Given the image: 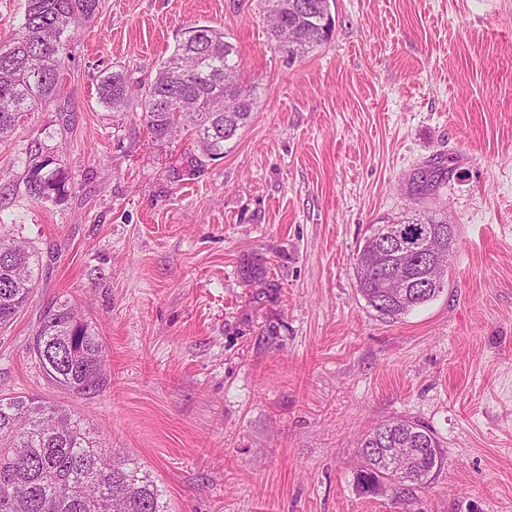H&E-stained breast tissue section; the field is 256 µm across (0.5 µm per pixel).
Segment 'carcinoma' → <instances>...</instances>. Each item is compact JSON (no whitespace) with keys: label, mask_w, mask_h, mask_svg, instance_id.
Listing matches in <instances>:
<instances>
[{"label":"carcinoma","mask_w":512,"mask_h":512,"mask_svg":"<svg viewBox=\"0 0 512 512\" xmlns=\"http://www.w3.org/2000/svg\"><path fill=\"white\" fill-rule=\"evenodd\" d=\"M99 0H27L19 30L0 47V140L21 120L52 99L64 54L77 38L79 25L91 18ZM270 33L279 50L294 61L329 39L325 0H294L282 10L278 0H263ZM238 48L224 33L207 25L188 28L172 53L144 87L111 71L99 77L98 100L122 112L131 101L139 106L157 142L180 133L197 148L187 152L182 167L171 169L175 182L194 176L207 162L224 157V142L251 117L256 88L245 99H224V81H238ZM37 148L27 152L26 191L36 200L61 198L68 178L49 168ZM424 192L442 181L436 170L418 172ZM454 227L434 211L414 210L390 224L370 226L359 245L354 266L359 293L380 316L398 320L437 296L444 286L429 285L423 255L448 267ZM407 259L406 285L395 295L388 287L392 267ZM36 256L21 242L0 239V324L10 322L33 289ZM51 387L88 396L106 385L107 354L101 336L82 322L72 306L58 304L45 316L30 341ZM389 448H415L405 469L388 458ZM363 459L356 473L359 491L391 494L401 504L428 487L440 470L444 453L424 424L396 419L380 424L360 440ZM0 512H167L162 493L149 473L132 458L120 456L101 442L97 432L63 405L48 397L0 396Z\"/></svg>","instance_id":"1"}]
</instances>
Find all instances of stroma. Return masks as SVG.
I'll list each match as a JSON object with an SVG mask.
<instances>
[{"label": "stroma", "instance_id": "1", "mask_svg": "<svg viewBox=\"0 0 512 512\" xmlns=\"http://www.w3.org/2000/svg\"><path fill=\"white\" fill-rule=\"evenodd\" d=\"M288 61L260 0H99L55 98L0 141V236L37 257L0 327V390L51 395L138 461L168 512H512V0H336ZM209 25L258 87L249 124L190 179L103 72L150 84ZM42 147L66 196L26 193ZM441 168L418 194V171ZM447 215L446 286L391 322L357 288L373 224ZM69 302L108 351L103 392L51 390L28 344ZM394 418L445 452L410 505L356 489L359 441Z\"/></svg>", "mask_w": 512, "mask_h": 512}]
</instances>
